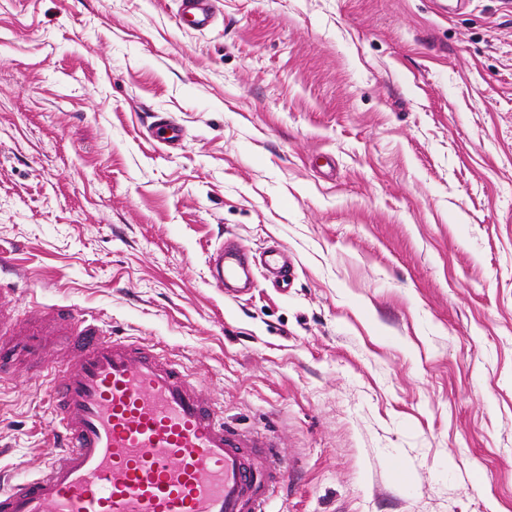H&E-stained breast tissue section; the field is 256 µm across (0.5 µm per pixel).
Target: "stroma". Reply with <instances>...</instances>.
<instances>
[{
    "label": "stroma",
    "mask_w": 512,
    "mask_h": 512,
    "mask_svg": "<svg viewBox=\"0 0 512 512\" xmlns=\"http://www.w3.org/2000/svg\"><path fill=\"white\" fill-rule=\"evenodd\" d=\"M0 0V280L274 438L271 512H512V0ZM180 127L170 148L153 114ZM289 284L212 285L225 239ZM0 385V471L52 448ZM217 0H180V17L192 27L203 29L210 26L216 16Z\"/></svg>",
    "instance_id": "1"
}]
</instances>
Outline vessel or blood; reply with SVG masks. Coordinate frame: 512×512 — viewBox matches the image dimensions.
Masks as SVG:
<instances>
[{
    "label": "vessel or blood",
    "instance_id": "obj_1",
    "mask_svg": "<svg viewBox=\"0 0 512 512\" xmlns=\"http://www.w3.org/2000/svg\"><path fill=\"white\" fill-rule=\"evenodd\" d=\"M180 17L210 26L216 0H180ZM247 253L218 250L216 279L235 278ZM56 338L12 341L0 316V383L35 369L49 398L59 451L31 478L0 487V512H268L287 477L276 444L226 426L182 365L112 335L73 306L40 310Z\"/></svg>",
    "mask_w": 512,
    "mask_h": 512
}]
</instances>
